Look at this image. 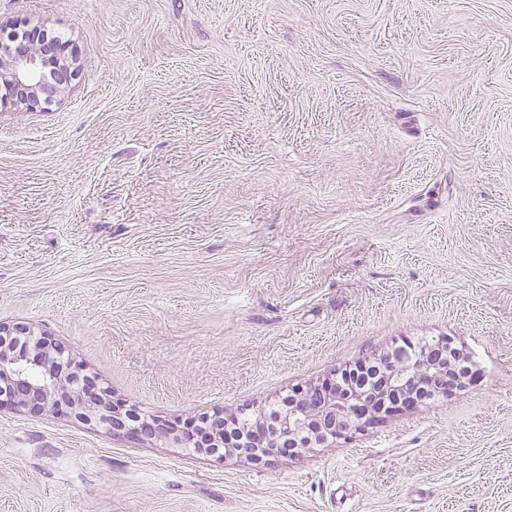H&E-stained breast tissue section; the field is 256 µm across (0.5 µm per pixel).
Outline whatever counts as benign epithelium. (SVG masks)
<instances>
[{"label": "benign epithelium", "instance_id": "7a95c632", "mask_svg": "<svg viewBox=\"0 0 512 512\" xmlns=\"http://www.w3.org/2000/svg\"><path fill=\"white\" fill-rule=\"evenodd\" d=\"M36 29L17 23L7 37L0 38V112L7 109L34 110L52 102L55 90L67 85L75 75L73 55L58 45L54 58L31 45ZM33 332L27 326L0 324V411L24 416L44 413L72 416L96 424L109 433L131 440L170 442L193 448L197 438L195 421L183 424L156 418H142L123 410L105 388L86 393L91 385L84 368L66 348L44 334L28 352ZM448 346L415 348L405 345L385 356L388 371H378L381 381L375 388L353 387L336 391L331 383L298 389L288 399V413L275 418L259 416L250 431L255 443L266 449L264 456L279 455L284 439L306 436L324 444L330 440L349 441L353 435L382 420L390 413L408 408L422 385L438 395L462 388V380L448 368L443 352ZM210 421L213 449L209 455L224 458L221 424L224 414L205 416Z\"/></svg>", "mask_w": 512, "mask_h": 512}]
</instances>
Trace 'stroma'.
Segmentation results:
<instances>
[{
	"label": "stroma",
	"instance_id": "stroma-1",
	"mask_svg": "<svg viewBox=\"0 0 512 512\" xmlns=\"http://www.w3.org/2000/svg\"><path fill=\"white\" fill-rule=\"evenodd\" d=\"M78 73L0 112V322L126 408L276 409L448 342L470 381L269 460L0 412V512H512V0H0Z\"/></svg>",
	"mask_w": 512,
	"mask_h": 512
}]
</instances>
